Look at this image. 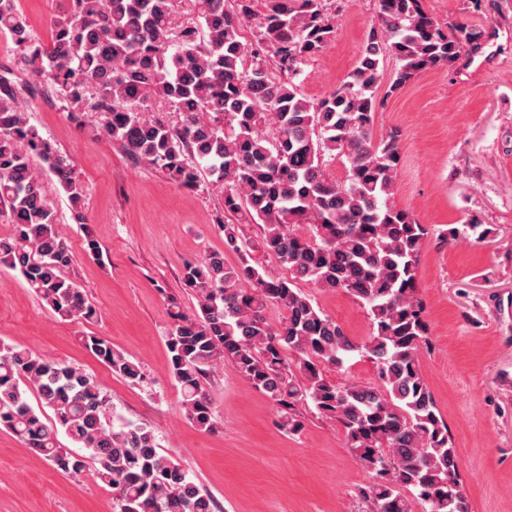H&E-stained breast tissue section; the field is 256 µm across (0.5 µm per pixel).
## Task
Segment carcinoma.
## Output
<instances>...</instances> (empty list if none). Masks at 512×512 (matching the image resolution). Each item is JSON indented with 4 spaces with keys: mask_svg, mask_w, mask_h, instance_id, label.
<instances>
[{
    "mask_svg": "<svg viewBox=\"0 0 512 512\" xmlns=\"http://www.w3.org/2000/svg\"><path fill=\"white\" fill-rule=\"evenodd\" d=\"M254 2L69 0L44 44L13 0H0V32L71 116L92 96L108 138L180 188L194 190L211 177L224 186V209L239 215V224L218 223L224 250L183 267L195 311L170 305L167 348L185 417L206 431L219 424L205 380L227 363L273 401L290 433L304 429V405L336 419L371 474L357 490L367 512H470L448 424L419 367L429 347L417 297L428 231L395 201L399 132L377 138L373 123L384 104L378 90L385 55L397 62L393 93L427 70L454 67L485 32L457 21L440 25L422 0H378L377 22L348 80L314 101L295 79L335 37L326 0H265L248 40L243 27ZM17 95L0 86V214L12 225L0 240V265L19 272L58 317L88 321L95 309L65 275L73 253L43 172L67 194L87 253L97 256L84 187L71 158L29 123ZM152 102L182 115L181 124L142 118ZM338 159L346 168L341 182L330 173ZM245 224L264 225L258 248L290 278L252 264ZM304 227L307 236L299 234ZM468 233L481 241L491 229L452 227L447 240ZM226 251L238 255L237 264L226 263ZM297 280L362 302L372 335L352 341ZM270 306L286 312L276 326L265 317ZM82 340L113 373L141 380V366L107 337L86 333ZM353 353L376 364L380 385L325 377L324 365L341 367ZM39 408L54 419L43 420ZM0 426L58 470L76 474L83 462L61 448L63 429L89 451L93 475L112 489L115 512H215L212 496L159 451L148 425L112 413L103 388L80 369L20 345L0 343Z\"/></svg>",
    "mask_w": 512,
    "mask_h": 512,
    "instance_id": "cac0c4a2",
    "label": "carcinoma"
}]
</instances>
